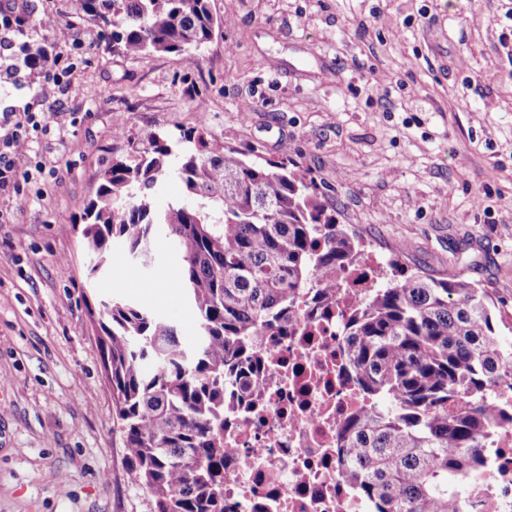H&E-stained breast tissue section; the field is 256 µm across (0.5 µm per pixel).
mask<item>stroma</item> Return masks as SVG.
I'll return each mask as SVG.
<instances>
[{
    "label": "stroma",
    "mask_w": 512,
    "mask_h": 512,
    "mask_svg": "<svg viewBox=\"0 0 512 512\" xmlns=\"http://www.w3.org/2000/svg\"><path fill=\"white\" fill-rule=\"evenodd\" d=\"M226 24L195 60L113 53L77 0H34L27 41L66 39L58 101L16 65L1 112L46 111L25 200L0 194V512H153L127 460L90 311L131 298L174 325L183 255L114 245L88 278L80 203L142 130L205 127L308 169L337 223L409 272L464 275L512 312V0H210Z\"/></svg>",
    "instance_id": "1"
}]
</instances>
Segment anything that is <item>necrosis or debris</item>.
<instances>
[{
	"label": "necrosis or debris",
	"instance_id": "obj_1",
	"mask_svg": "<svg viewBox=\"0 0 512 512\" xmlns=\"http://www.w3.org/2000/svg\"><path fill=\"white\" fill-rule=\"evenodd\" d=\"M381 266L372 255L363 271L343 272L322 309V289L312 284L285 331L261 336L254 390L226 393L224 512H368L338 447L346 416L362 403L343 329ZM490 443V462L469 489L472 512H512V426L495 429Z\"/></svg>",
	"mask_w": 512,
	"mask_h": 512
}]
</instances>
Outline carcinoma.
Listing matches in <instances>:
<instances>
[{"label": "carcinoma", "mask_w": 512, "mask_h": 512, "mask_svg": "<svg viewBox=\"0 0 512 512\" xmlns=\"http://www.w3.org/2000/svg\"><path fill=\"white\" fill-rule=\"evenodd\" d=\"M83 16L129 57L193 52L226 20L209 0H78ZM183 198L157 206L169 178ZM84 248L101 272L112 245L148 260L164 235L183 251L176 281L196 316L197 340L132 299L100 303L97 340L112 388L128 472L155 512H224V392L258 336L283 329L314 280L335 299L338 274L365 257L362 239L328 212L309 172L288 159L258 162L207 138L143 130L133 156L112 159L81 208ZM357 305L346 335L362 390L389 406L356 409L344 426L346 477L373 512H471L467 489L487 439L512 424L484 387L512 352L494 295L464 276L399 271Z\"/></svg>", "instance_id": "cac0c4a2"}]
</instances>
